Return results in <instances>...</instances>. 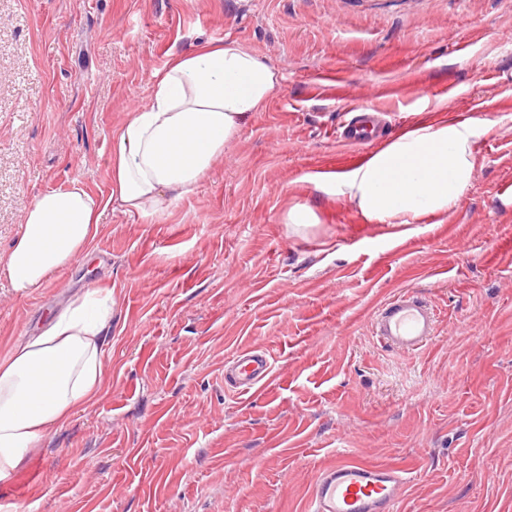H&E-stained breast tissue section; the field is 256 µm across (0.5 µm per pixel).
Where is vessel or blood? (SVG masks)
<instances>
[{
	"instance_id": "1",
	"label": "vessel or blood",
	"mask_w": 512,
	"mask_h": 512,
	"mask_svg": "<svg viewBox=\"0 0 512 512\" xmlns=\"http://www.w3.org/2000/svg\"><path fill=\"white\" fill-rule=\"evenodd\" d=\"M352 116L336 128L337 139L368 145L382 134L374 114L351 105ZM374 333L390 350L403 355L422 351L437 334V315L414 291L405 289L381 304L371 316ZM226 378L240 392L259 388L272 373V356L263 349H244L225 363ZM410 481L404 469L372 463L340 452L323 467L309 489L308 512H398Z\"/></svg>"
}]
</instances>
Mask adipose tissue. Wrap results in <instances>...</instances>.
Wrapping results in <instances>:
<instances>
[{
    "instance_id": "ef3b65f1",
    "label": "adipose tissue",
    "mask_w": 512,
    "mask_h": 512,
    "mask_svg": "<svg viewBox=\"0 0 512 512\" xmlns=\"http://www.w3.org/2000/svg\"><path fill=\"white\" fill-rule=\"evenodd\" d=\"M255 51L225 38L171 54L146 104L112 136L108 194L81 178L36 194L18 238L0 253V276L27 296L86 254L102 210L148 216L191 193L240 139L281 85ZM475 131L426 120L385 141L328 190L371 224H412L454 212L471 187ZM116 306L111 288L72 297L35 338L0 362V478L49 434L91 405L104 383V337Z\"/></svg>"
}]
</instances>
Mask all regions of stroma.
Masks as SVG:
<instances>
[{
	"instance_id": "35a3bbf8",
	"label": "stroma",
	"mask_w": 512,
	"mask_h": 512,
	"mask_svg": "<svg viewBox=\"0 0 512 512\" xmlns=\"http://www.w3.org/2000/svg\"><path fill=\"white\" fill-rule=\"evenodd\" d=\"M230 37L283 80L190 194L107 211L88 257L18 296L0 278V360L74 292L110 286L96 402L0 478L12 512H306L346 448L410 469L401 512H512V0H0V251L39 192L110 185V144L171 53ZM390 134L488 123L443 223H366L320 186L349 104ZM319 222L284 223L293 203ZM403 289L441 309L399 355L370 315ZM261 347L257 391L224 361Z\"/></svg>"
}]
</instances>
